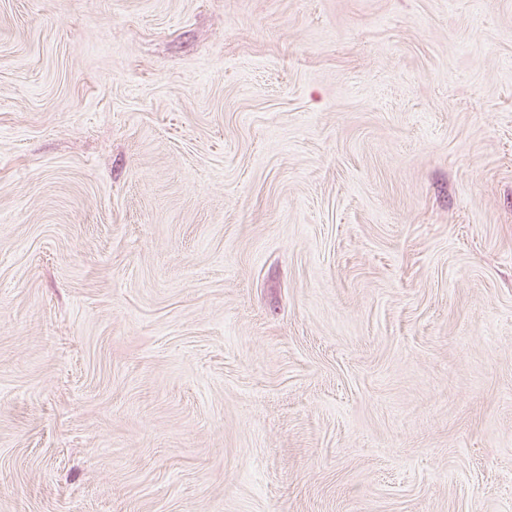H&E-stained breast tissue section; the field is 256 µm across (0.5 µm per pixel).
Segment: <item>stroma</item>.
I'll return each instance as SVG.
<instances>
[{"label":"stroma","mask_w":512,"mask_h":512,"mask_svg":"<svg viewBox=\"0 0 512 512\" xmlns=\"http://www.w3.org/2000/svg\"><path fill=\"white\" fill-rule=\"evenodd\" d=\"M0 512H512V0H0Z\"/></svg>","instance_id":"obj_1"}]
</instances>
